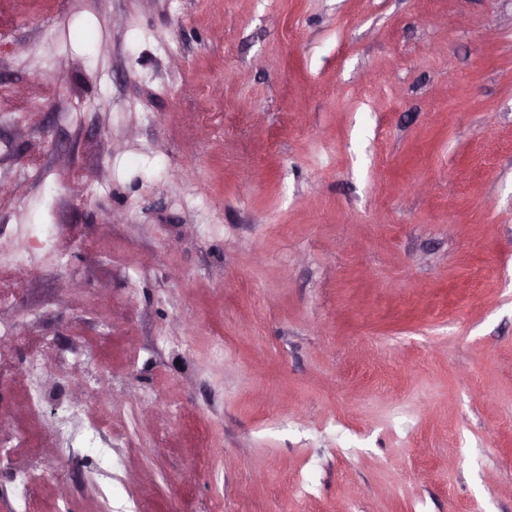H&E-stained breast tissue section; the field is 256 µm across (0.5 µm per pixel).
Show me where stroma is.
<instances>
[{
    "label": "stroma",
    "mask_w": 512,
    "mask_h": 512,
    "mask_svg": "<svg viewBox=\"0 0 512 512\" xmlns=\"http://www.w3.org/2000/svg\"><path fill=\"white\" fill-rule=\"evenodd\" d=\"M0 183V512H512V0H0Z\"/></svg>",
    "instance_id": "stroma-1"
}]
</instances>
